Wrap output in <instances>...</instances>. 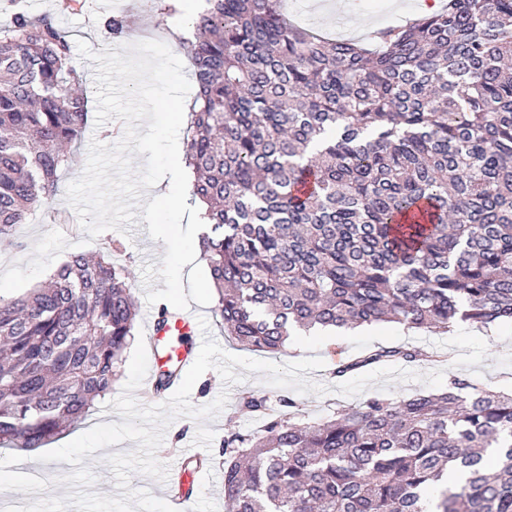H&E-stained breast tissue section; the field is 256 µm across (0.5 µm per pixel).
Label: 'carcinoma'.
Listing matches in <instances>:
<instances>
[{"label": "carcinoma", "mask_w": 512, "mask_h": 512, "mask_svg": "<svg viewBox=\"0 0 512 512\" xmlns=\"http://www.w3.org/2000/svg\"><path fill=\"white\" fill-rule=\"evenodd\" d=\"M183 39L196 80L185 155L207 206L203 258L224 335L277 352L290 331L512 323V0H446L381 46L294 24L288 0H205ZM114 37L127 20L105 21ZM67 36L10 0L0 25V244L76 165L87 124ZM112 249L0 296V445L40 448L112 390L134 338ZM384 347L336 365L428 359ZM224 440L227 512H512V393L453 377Z\"/></svg>", "instance_id": "1"}]
</instances>
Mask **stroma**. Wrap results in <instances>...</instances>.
Wrapping results in <instances>:
<instances>
[{
  "label": "stroma",
  "instance_id": "stroma-1",
  "mask_svg": "<svg viewBox=\"0 0 512 512\" xmlns=\"http://www.w3.org/2000/svg\"><path fill=\"white\" fill-rule=\"evenodd\" d=\"M27 10L34 15L50 14L56 19L70 42L86 41L93 51L117 50L123 46V39L106 34L105 19L121 15L126 17L133 30V41L159 40L168 43L172 52H179L178 43L172 42L171 34L159 15L152 11L146 0H73L70 8H63L61 0H24ZM315 0H288V9L299 15L302 26L322 33L334 32L338 24H346L347 36L356 37L365 23L385 27L402 24L408 17L418 15L419 0H410L408 8L399 9L395 0H330L325 10L314 7ZM81 168L62 172L58 191L49 203L31 211L24 224L14 231V244L0 245V273L18 261H28L33 246L42 235L51 230L62 231L69 242L78 244L82 253L91 255L104 252L109 243L122 247L120 260L134 285L139 315L137 331H144L152 312L145 299L143 268L147 264H160L166 246L163 241L152 240L148 224L142 218H135L127 233L108 230L95 239H88L79 224L75 211L66 201L67 187L81 175ZM298 335L289 336L281 352L271 355V362L287 364L301 360L302 356L320 357L324 366L311 371L310 380L325 386V394L293 393L292 398L299 407L297 419L309 422L322 419L336 409L359 403L361 397L385 396L408 398L425 391V384L418 381H399L384 384L383 380L371 382L363 396H346L336 393L339 380L333 377L336 363L351 358L366 350L379 346H418L435 354V361L409 364V371L428 373L443 370L445 376H456L470 383L498 391H512V324H503L485 332L467 322L456 324L451 332L433 333L427 330H409L400 324H373L334 336H321L310 347L308 353L296 351ZM270 392L262 374L247 373L244 380L234 385H225L217 371L206 372L194 385L190 402L201 407L211 403L220 393H227L225 407L212 419L207 427L214 432L215 440H223L225 434L237 431L245 433L259 428L258 420L244 418L235 409L241 392ZM199 423L190 417L175 419L166 429L161 446L156 452L158 460L168 466L181 464L183 459L201 455L207 457V464L192 473L187 488L194 503L193 512H225L224 507V466L221 460L209 459L208 449L195 446L194 440Z\"/></svg>",
  "mask_w": 512,
  "mask_h": 512
}]
</instances>
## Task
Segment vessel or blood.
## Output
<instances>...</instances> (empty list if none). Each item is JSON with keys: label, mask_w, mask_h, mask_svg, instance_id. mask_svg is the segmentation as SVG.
<instances>
[{"label": "vessel or blood", "mask_w": 512, "mask_h": 512, "mask_svg": "<svg viewBox=\"0 0 512 512\" xmlns=\"http://www.w3.org/2000/svg\"><path fill=\"white\" fill-rule=\"evenodd\" d=\"M200 340L197 317L181 309L174 312L166 323L150 320L148 347L161 369H182L190 364L195 346Z\"/></svg>", "instance_id": "1"}]
</instances>
